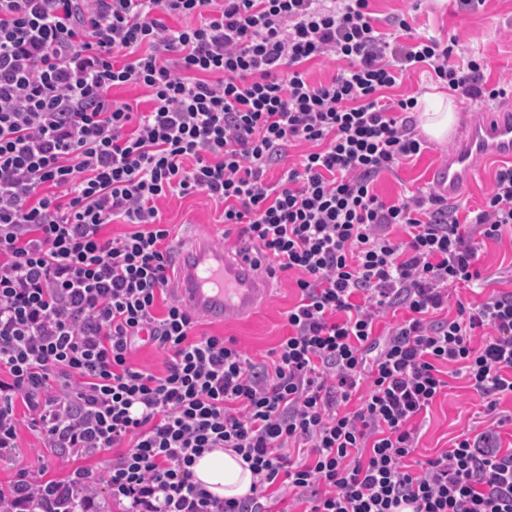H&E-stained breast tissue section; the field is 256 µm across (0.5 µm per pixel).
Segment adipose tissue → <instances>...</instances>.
Wrapping results in <instances>:
<instances>
[{
  "instance_id": "1",
  "label": "adipose tissue",
  "mask_w": 512,
  "mask_h": 512,
  "mask_svg": "<svg viewBox=\"0 0 512 512\" xmlns=\"http://www.w3.org/2000/svg\"><path fill=\"white\" fill-rule=\"evenodd\" d=\"M420 127L431 139H447L456 124L455 102L441 92L425 93L417 101ZM196 481L223 498H240L248 494L253 477L240 456L216 449L197 458L193 466Z\"/></svg>"
}]
</instances>
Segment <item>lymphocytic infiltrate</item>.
Instances as JSON below:
<instances>
[{"instance_id":"1","label":"lymphocytic infiltrate","mask_w":512,"mask_h":512,"mask_svg":"<svg viewBox=\"0 0 512 512\" xmlns=\"http://www.w3.org/2000/svg\"><path fill=\"white\" fill-rule=\"evenodd\" d=\"M379 23L372 0H0V462L25 424L71 466L18 467L0 512H101L103 492L126 512H272L286 497L305 512H512L495 416L512 397V290L447 313L451 287L486 283L480 244L512 232V166L471 218L433 189L375 191L422 151L415 99L389 95L410 71L478 106L512 82L488 84L456 37L405 43L406 19ZM127 86L146 109L113 98ZM199 192L255 269L295 279L266 361L197 333L168 296L159 202ZM115 222L128 232L110 236ZM145 345L163 372L133 363ZM449 375L489 423L412 460ZM217 448L247 463L249 496L195 482Z\"/></svg>"}]
</instances>
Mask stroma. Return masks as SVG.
Segmentation results:
<instances>
[{"label": "stroma", "mask_w": 512, "mask_h": 512, "mask_svg": "<svg viewBox=\"0 0 512 512\" xmlns=\"http://www.w3.org/2000/svg\"><path fill=\"white\" fill-rule=\"evenodd\" d=\"M380 18H406L414 32L443 38L454 36L464 51L480 52L488 62L485 76L489 84L512 77V0H487L476 12L461 8L458 0H427L413 9L412 0H372ZM454 140L427 141L420 157L387 172L379 178L376 191L384 199L397 198L402 190L415 191L434 186L437 169L448 159ZM165 223L171 224L177 239L190 235L206 238L216 249L234 252L225 244L221 207L209 196L197 193L184 198L170 196L160 202ZM492 287L512 286V239L488 242L481 246L477 261ZM293 280L280 274L274 280L261 314L252 320L229 325L200 322L201 333L234 339L252 358L267 357L286 333L284 313L295 300ZM449 386L434 401L420 427L417 452L432 456L450 447L456 437L483 429L486 401L469 388L465 379L452 377Z\"/></svg>", "instance_id": "obj_1"}]
</instances>
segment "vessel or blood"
Segmentation results:
<instances>
[{
	"mask_svg": "<svg viewBox=\"0 0 512 512\" xmlns=\"http://www.w3.org/2000/svg\"><path fill=\"white\" fill-rule=\"evenodd\" d=\"M481 159L512 162L511 103L500 115L469 122L437 178L449 194H460L463 185L473 181ZM269 288L266 274L244 257L213 250L206 238L191 237L180 247L173 289L195 316L224 322L253 316L263 307Z\"/></svg>",
	"mask_w": 512,
	"mask_h": 512,
	"instance_id": "1",
	"label": "vessel or blood"
}]
</instances>
